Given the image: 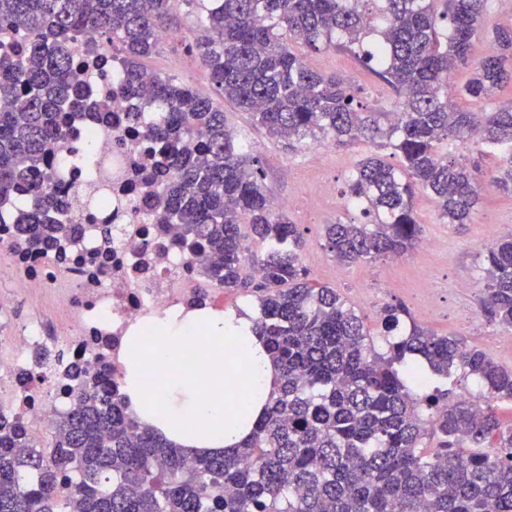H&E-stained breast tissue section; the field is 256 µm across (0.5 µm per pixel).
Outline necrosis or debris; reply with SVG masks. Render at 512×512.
<instances>
[{
	"instance_id": "1",
	"label": "necrosis or debris",
	"mask_w": 512,
	"mask_h": 512,
	"mask_svg": "<svg viewBox=\"0 0 512 512\" xmlns=\"http://www.w3.org/2000/svg\"><path fill=\"white\" fill-rule=\"evenodd\" d=\"M74 57L89 69L90 98L108 104L107 114L100 117H66L70 143L95 159L93 169L73 166L60 151L49 160L57 173V199L69 205L83 232L51 254L19 249L15 219L20 203L0 205V244L10 247L6 297L37 298L46 292L61 312L51 337L38 323L18 325L0 318V417L21 419L38 448L45 445V430L67 406L76 373L117 366L130 327L188 308L201 285L199 264L211 258L205 251H180L176 225L145 218L152 201L136 171L150 147L140 129L126 121L133 102L119 91L112 51L91 54L81 42ZM99 194L111 198V211L96 206ZM107 219L117 241L110 251L91 258L97 226Z\"/></svg>"
}]
</instances>
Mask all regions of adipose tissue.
Segmentation results:
<instances>
[{
  "mask_svg": "<svg viewBox=\"0 0 512 512\" xmlns=\"http://www.w3.org/2000/svg\"><path fill=\"white\" fill-rule=\"evenodd\" d=\"M152 347L140 327L124 338L122 390L139 419L188 452L238 446L272 391V362L254 333L249 312L200 306L170 310L151 320ZM198 344L203 373L181 368L178 354Z\"/></svg>",
  "mask_w": 512,
  "mask_h": 512,
  "instance_id": "1",
  "label": "adipose tissue"
}]
</instances>
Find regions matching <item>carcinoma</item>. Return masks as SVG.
I'll return each mask as SVG.
<instances>
[{
	"instance_id": "cac0c4a2",
	"label": "carcinoma",
	"mask_w": 512,
	"mask_h": 512,
	"mask_svg": "<svg viewBox=\"0 0 512 512\" xmlns=\"http://www.w3.org/2000/svg\"><path fill=\"white\" fill-rule=\"evenodd\" d=\"M0 0V30L23 31L28 48L0 49V202L24 187L20 231L48 251L80 225L64 216L42 168L67 147L62 112H104L91 101L71 45H120L121 91L136 97L129 121L153 144L148 168L164 224L177 245L207 246L211 285L255 299V333L275 368L265 412L221 455L189 456L142 424L102 370L57 422L50 451L31 448L20 420L0 422V512H512V369L452 335L416 322L400 304L381 314L384 348L334 288L308 280L302 233L275 209L264 170L245 139L227 133L224 111L190 86L148 75L140 59L159 49L173 10L196 12L194 48L215 91L278 140L368 142L391 150L359 160L345 192L366 224H328L325 247L340 264L402 256L422 238L415 197L445 224H464L484 187L512 193V100L471 112L512 80V30L473 61L487 0ZM376 35L368 49L363 40ZM356 52L398 95V117L371 112L361 88L312 69L320 49ZM471 68L462 84L454 71ZM474 141L497 158L481 170L452 153ZM248 231H243V226ZM266 244L259 257L245 240ZM482 311L512 328V233L487 248ZM461 371L485 388V405L433 376Z\"/></svg>"
}]
</instances>
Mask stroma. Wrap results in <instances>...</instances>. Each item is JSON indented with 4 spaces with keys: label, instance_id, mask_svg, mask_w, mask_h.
I'll return each instance as SVG.
<instances>
[{
    "label": "stroma",
    "instance_id": "stroma-1",
    "mask_svg": "<svg viewBox=\"0 0 512 512\" xmlns=\"http://www.w3.org/2000/svg\"><path fill=\"white\" fill-rule=\"evenodd\" d=\"M309 63L319 72L343 76L361 87V101L369 109L389 112L397 103L394 92L349 52L314 53ZM143 64L160 75L189 84L201 94L214 93L199 57L184 53L179 46L161 44ZM224 116L228 126L239 131L253 155L261 159L271 199L289 202L288 216L304 236L302 261L312 282L336 288L373 331L379 328L384 306L400 302L412 311L422 297H432L434 309L430 319L425 320V327L461 337L468 346L483 350L496 364L512 369V340L504 338L502 328L486 321L481 309L482 292L477 286L483 275L486 248L491 243L489 230L500 235L512 233V195L495 190L484 193L466 224L442 223L434 202L426 195H418L415 207L423 233L438 243L433 254L422 256L411 251L397 260L368 267L341 265L325 247V227L336 222L364 223L361 211L347 206L345 191L354 166L372 152V145L337 144L322 153L310 141L291 145L270 138L253 126L247 113L232 104H225ZM316 182L325 184L326 193H310V185Z\"/></svg>",
    "mask_w": 512,
    "mask_h": 512
}]
</instances>
